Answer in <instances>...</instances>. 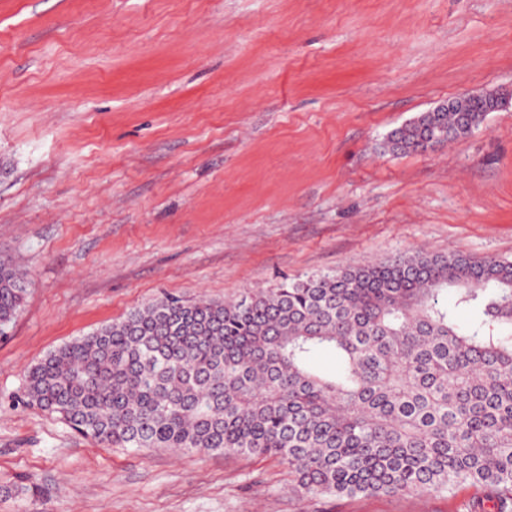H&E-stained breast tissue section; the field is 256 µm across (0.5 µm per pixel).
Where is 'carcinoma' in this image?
Segmentation results:
<instances>
[{
    "label": "carcinoma",
    "instance_id": "carcinoma-1",
    "mask_svg": "<svg viewBox=\"0 0 512 512\" xmlns=\"http://www.w3.org/2000/svg\"><path fill=\"white\" fill-rule=\"evenodd\" d=\"M463 99L467 111L423 112L384 148L471 134L486 101ZM26 294L1 258V336ZM321 350L336 372L312 367ZM23 402L119 448L275 458L299 496L469 485L512 512V260L420 250L230 303L167 294L50 351Z\"/></svg>",
    "mask_w": 512,
    "mask_h": 512
}]
</instances>
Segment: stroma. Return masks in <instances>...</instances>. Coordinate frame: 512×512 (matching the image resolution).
<instances>
[{"label": "stroma", "instance_id": "35a3bbf8", "mask_svg": "<svg viewBox=\"0 0 512 512\" xmlns=\"http://www.w3.org/2000/svg\"><path fill=\"white\" fill-rule=\"evenodd\" d=\"M512 0H0V512H483L486 492L300 497L273 459L136 451L23 404L47 353L163 294L230 301L419 250L512 260ZM509 99L510 97L494 99L481 112L450 110L455 108L456 103L454 99L449 100L390 131L383 143L384 149L393 153L426 151L468 136L479 125L482 112L485 113L481 115V120L486 112L496 111L509 102ZM27 294L24 274L8 259H0V335L13 323Z\"/></svg>", "mask_w": 512, "mask_h": 512}]
</instances>
